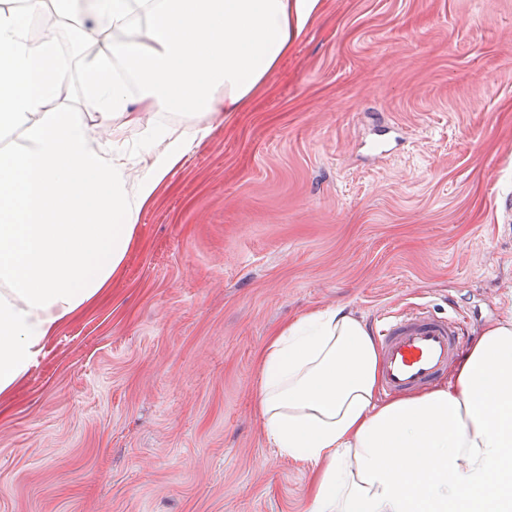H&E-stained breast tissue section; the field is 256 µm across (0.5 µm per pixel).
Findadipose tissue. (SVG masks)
Listing matches in <instances>:
<instances>
[{"instance_id": "obj_1", "label": "adipose tissue", "mask_w": 512, "mask_h": 512, "mask_svg": "<svg viewBox=\"0 0 512 512\" xmlns=\"http://www.w3.org/2000/svg\"><path fill=\"white\" fill-rule=\"evenodd\" d=\"M0 9V398L121 276L140 217L213 122L246 108L325 0H22ZM112 41L84 63L94 133L47 111L69 72L54 20ZM193 118L179 131L157 115ZM140 126L128 146L126 130ZM262 429L313 475L308 512H512V317L447 380L379 396L380 349L342 307L301 315L259 357Z\"/></svg>"}]
</instances>
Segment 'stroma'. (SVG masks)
Instances as JSON below:
<instances>
[{"label": "stroma", "mask_w": 512, "mask_h": 512, "mask_svg": "<svg viewBox=\"0 0 512 512\" xmlns=\"http://www.w3.org/2000/svg\"><path fill=\"white\" fill-rule=\"evenodd\" d=\"M509 192L512 0H326L0 400V512H307L261 432L270 335L337 305L468 337L512 315Z\"/></svg>", "instance_id": "obj_1"}]
</instances>
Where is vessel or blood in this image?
Wrapping results in <instances>:
<instances>
[{"instance_id": "b4317fda", "label": "vessel or blood", "mask_w": 512, "mask_h": 512, "mask_svg": "<svg viewBox=\"0 0 512 512\" xmlns=\"http://www.w3.org/2000/svg\"><path fill=\"white\" fill-rule=\"evenodd\" d=\"M379 335L381 384L390 395L430 384L447 369L460 345L455 320L426 311L382 318Z\"/></svg>"}]
</instances>
